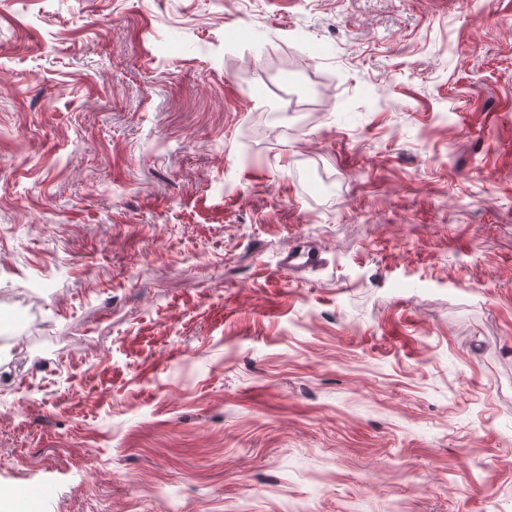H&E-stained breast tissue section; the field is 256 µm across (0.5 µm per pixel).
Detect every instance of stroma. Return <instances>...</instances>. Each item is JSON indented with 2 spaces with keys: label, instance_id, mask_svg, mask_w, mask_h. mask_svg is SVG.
<instances>
[{
  "label": "stroma",
  "instance_id": "35a3bbf8",
  "mask_svg": "<svg viewBox=\"0 0 512 512\" xmlns=\"http://www.w3.org/2000/svg\"><path fill=\"white\" fill-rule=\"evenodd\" d=\"M0 512H512V0H0Z\"/></svg>",
  "mask_w": 512,
  "mask_h": 512
}]
</instances>
